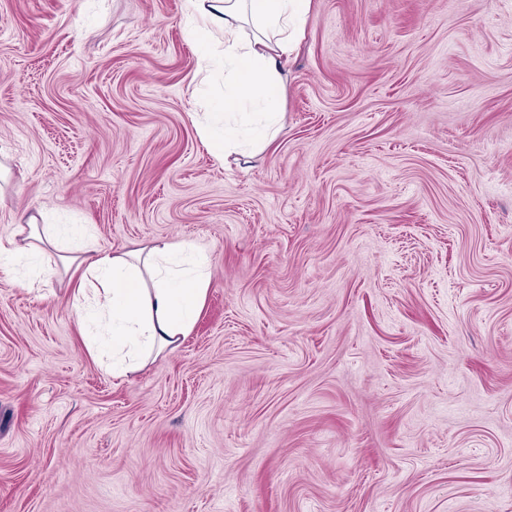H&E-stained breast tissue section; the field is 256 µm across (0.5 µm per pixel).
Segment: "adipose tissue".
Masks as SVG:
<instances>
[{
	"instance_id": "1",
	"label": "adipose tissue",
	"mask_w": 512,
	"mask_h": 512,
	"mask_svg": "<svg viewBox=\"0 0 512 512\" xmlns=\"http://www.w3.org/2000/svg\"><path fill=\"white\" fill-rule=\"evenodd\" d=\"M312 0H185V24L224 62V100L198 124L219 159L265 150L282 127L284 63L296 52ZM62 253L84 267L71 305L112 345V374L140 370L162 348L188 336L204 305L210 262L190 241L160 240L139 249L96 248L83 230L28 217L0 242V266L22 280L43 274L41 259Z\"/></svg>"
}]
</instances>
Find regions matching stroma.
<instances>
[{"label": "stroma", "mask_w": 512, "mask_h": 512, "mask_svg": "<svg viewBox=\"0 0 512 512\" xmlns=\"http://www.w3.org/2000/svg\"><path fill=\"white\" fill-rule=\"evenodd\" d=\"M184 0H0V239L211 258L129 378L0 268V512H512V0H313L283 130L214 158Z\"/></svg>", "instance_id": "stroma-1"}]
</instances>
